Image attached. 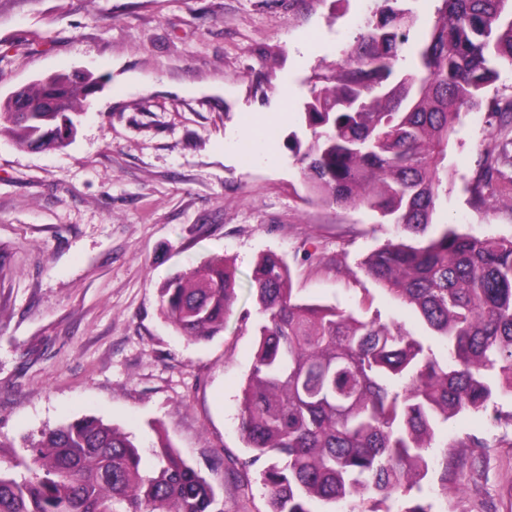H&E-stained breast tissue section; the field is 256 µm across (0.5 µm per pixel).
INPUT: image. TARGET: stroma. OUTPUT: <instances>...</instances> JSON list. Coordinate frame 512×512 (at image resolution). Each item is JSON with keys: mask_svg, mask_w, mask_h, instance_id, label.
<instances>
[{"mask_svg": "<svg viewBox=\"0 0 512 512\" xmlns=\"http://www.w3.org/2000/svg\"><path fill=\"white\" fill-rule=\"evenodd\" d=\"M375 0H0V101L77 68L101 82L73 141L26 150L0 136V455L84 417L148 447L163 428L201 469L224 512H267L258 476L242 483L241 388L256 350L257 258L290 266L301 298L372 309L424 341L431 332L362 262L398 239L365 208L308 204L288 145L313 70L339 60ZM467 113L448 153L440 223L512 236V200L474 202L486 147ZM213 255L239 289L223 332L193 342L161 312L158 287ZM464 412L435 438L448 478L420 495L433 512H512V425ZM484 440L472 455L460 440ZM447 492H440V483Z\"/></svg>", "mask_w": 512, "mask_h": 512, "instance_id": "stroma-1", "label": "stroma"}]
</instances>
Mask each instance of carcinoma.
<instances>
[{"mask_svg":"<svg viewBox=\"0 0 512 512\" xmlns=\"http://www.w3.org/2000/svg\"><path fill=\"white\" fill-rule=\"evenodd\" d=\"M380 0L344 59L314 75L303 106L309 137L292 135L307 200L365 207L404 236L374 250L366 273L410 307L445 343L438 356L405 327L294 291L275 253L256 263L257 349L246 376L238 430L250 456L232 468L248 478L261 461L268 512H372V501L408 499L448 458L434 454L441 427L512 396V237H474L444 224L427 235L448 196V149L462 117L484 110L512 144V98L489 96L512 66V0H434L428 31L410 41L416 17ZM412 58L409 69L399 62ZM97 79L57 74L29 85L53 112L0 105V134L27 149H62L77 131ZM512 153L486 149L472 190L484 205L512 198ZM237 274L207 259L159 287L177 333L208 340L224 330ZM149 448L98 418L44 429L27 454L0 459V512H224L211 483L156 431Z\"/></svg>","mask_w":512,"mask_h":512,"instance_id":"cac0c4a2","label":"carcinoma"}]
</instances>
